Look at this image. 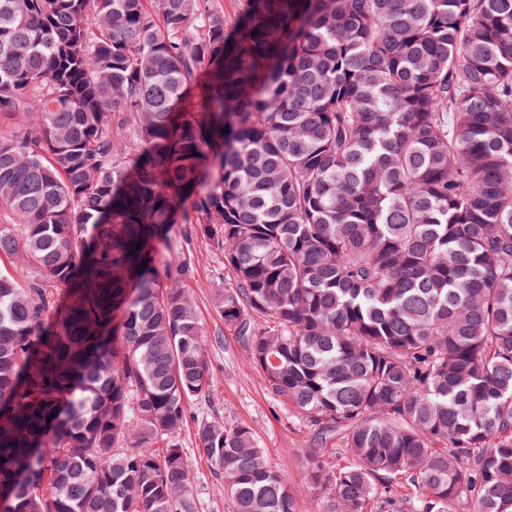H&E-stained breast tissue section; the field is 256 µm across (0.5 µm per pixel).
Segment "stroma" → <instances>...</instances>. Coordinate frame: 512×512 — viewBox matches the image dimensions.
<instances>
[{
  "mask_svg": "<svg viewBox=\"0 0 512 512\" xmlns=\"http://www.w3.org/2000/svg\"><path fill=\"white\" fill-rule=\"evenodd\" d=\"M185 253L193 266L189 288L217 379L210 405L203 409L190 406L191 416L180 435L194 476L196 512H231L209 464L195 451L198 421L214 416L253 429L292 494L296 512H321L320 498L303 478L306 459L302 450L312 436L310 428L266 388L247 349L225 327L215 308L216 292L233 282L223 256L208 240L195 235L190 236Z\"/></svg>",
  "mask_w": 512,
  "mask_h": 512,
  "instance_id": "1",
  "label": "stroma"
}]
</instances>
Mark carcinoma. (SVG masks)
Returning <instances> with one entry per match:
<instances>
[{"label": "carcinoma", "instance_id": "carcinoma-1", "mask_svg": "<svg viewBox=\"0 0 512 512\" xmlns=\"http://www.w3.org/2000/svg\"><path fill=\"white\" fill-rule=\"evenodd\" d=\"M2 126L0 512H195L178 222L323 512H512V0H0ZM197 436L295 512L250 427Z\"/></svg>", "mask_w": 512, "mask_h": 512}]
</instances>
